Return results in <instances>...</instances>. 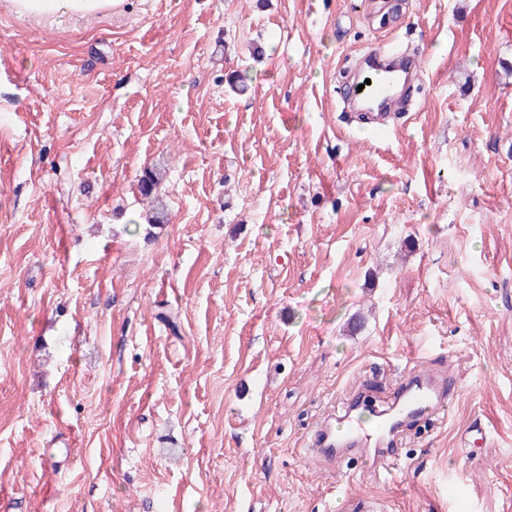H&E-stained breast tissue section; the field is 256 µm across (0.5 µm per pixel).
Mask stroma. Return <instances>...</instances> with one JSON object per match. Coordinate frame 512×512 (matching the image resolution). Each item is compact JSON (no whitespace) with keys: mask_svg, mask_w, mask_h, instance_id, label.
Here are the masks:
<instances>
[{"mask_svg":"<svg viewBox=\"0 0 512 512\" xmlns=\"http://www.w3.org/2000/svg\"><path fill=\"white\" fill-rule=\"evenodd\" d=\"M372 47L421 61L388 136ZM506 62L512 0L0 6V512H512ZM407 367L459 390L395 470L309 458ZM11 10L29 17L85 18L112 12L119 0H9ZM164 177L161 170L155 168L153 170H146L139 180L138 190L139 194L143 199L150 200L151 203V215L149 221L151 224L157 221V223L163 222L162 214L164 206L162 200L157 196V189L162 182ZM307 447V451L311 456L336 459L340 450V448H337L336 429L326 421L316 425Z\"/></svg>","mask_w":512,"mask_h":512,"instance_id":"stroma-1","label":"stroma"}]
</instances>
